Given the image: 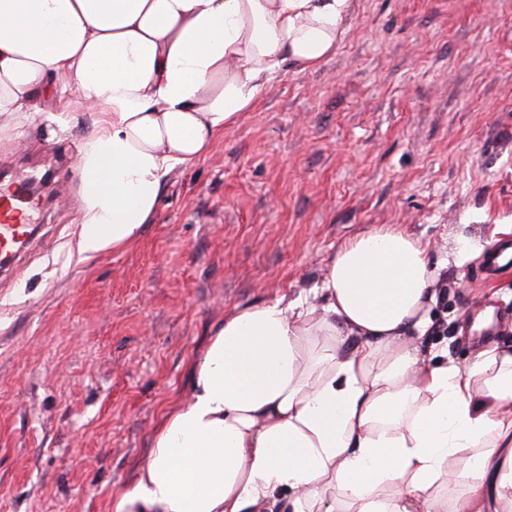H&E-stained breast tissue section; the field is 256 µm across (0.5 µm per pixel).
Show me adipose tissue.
Returning a JSON list of instances; mask_svg holds the SVG:
<instances>
[{
  "mask_svg": "<svg viewBox=\"0 0 512 512\" xmlns=\"http://www.w3.org/2000/svg\"><path fill=\"white\" fill-rule=\"evenodd\" d=\"M354 0H0V115L57 95L101 115L77 162L87 260L151 223L284 61L312 68ZM438 273L396 229L335 253L323 303L277 299L214 332L113 512H512V348L424 353Z\"/></svg>",
  "mask_w": 512,
  "mask_h": 512,
  "instance_id": "obj_1",
  "label": "adipose tissue"
}]
</instances>
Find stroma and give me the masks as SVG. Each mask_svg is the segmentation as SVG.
Returning a JSON list of instances; mask_svg holds the SVG:
<instances>
[{"label":"stroma","instance_id":"1","mask_svg":"<svg viewBox=\"0 0 512 512\" xmlns=\"http://www.w3.org/2000/svg\"><path fill=\"white\" fill-rule=\"evenodd\" d=\"M0 115V177L45 182L21 270L0 276V512H112L235 312L320 303L337 250L396 228L439 266L426 349L457 367L494 310L512 347V0H356L313 68L285 63L204 160L167 177L135 243L75 251L76 164L100 119Z\"/></svg>","mask_w":512,"mask_h":512}]
</instances>
